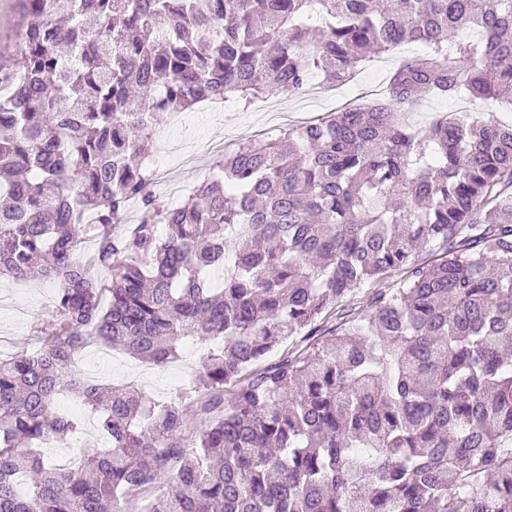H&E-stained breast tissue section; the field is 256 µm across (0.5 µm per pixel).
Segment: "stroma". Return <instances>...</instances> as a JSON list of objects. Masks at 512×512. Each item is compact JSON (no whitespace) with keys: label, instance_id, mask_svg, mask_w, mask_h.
Instances as JSON below:
<instances>
[{"label":"stroma","instance_id":"35a3bbf8","mask_svg":"<svg viewBox=\"0 0 512 512\" xmlns=\"http://www.w3.org/2000/svg\"><path fill=\"white\" fill-rule=\"evenodd\" d=\"M416 52V46H401L373 59L349 85L328 92L315 78L303 92L266 98L235 116L209 110L184 113L161 128L154 156L157 174L162 183L191 190L208 176L212 160L222 149L258 135L278 136L289 127L355 101L366 104L382 98L396 68ZM53 295L54 285L48 281L22 283L0 278V354L8 356L34 347L33 327L49 323ZM208 351V346L190 339L184 342L177 361L157 368L116 349L105 353L90 349L81 356L78 368L88 377L97 373L110 376L116 385L136 376L138 387L150 400L166 402L188 388ZM58 404L79 424L75 437L45 451L51 461L62 464L101 445L104 436L96 417L84 405L67 397L60 398Z\"/></svg>","mask_w":512,"mask_h":512}]
</instances>
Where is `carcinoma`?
<instances>
[{
	"label": "carcinoma",
	"mask_w": 512,
	"mask_h": 512,
	"mask_svg": "<svg viewBox=\"0 0 512 512\" xmlns=\"http://www.w3.org/2000/svg\"><path fill=\"white\" fill-rule=\"evenodd\" d=\"M15 2L0 276L55 295L0 359V512H128L164 481L143 512H512V122H410L428 95L512 108V0ZM412 43L386 98L240 144L176 205L148 191L174 114L343 85ZM188 338L220 346L165 404L76 367L92 345L165 366ZM64 394L108 437L74 467L42 452L77 431Z\"/></svg>",
	"instance_id": "obj_1"
}]
</instances>
